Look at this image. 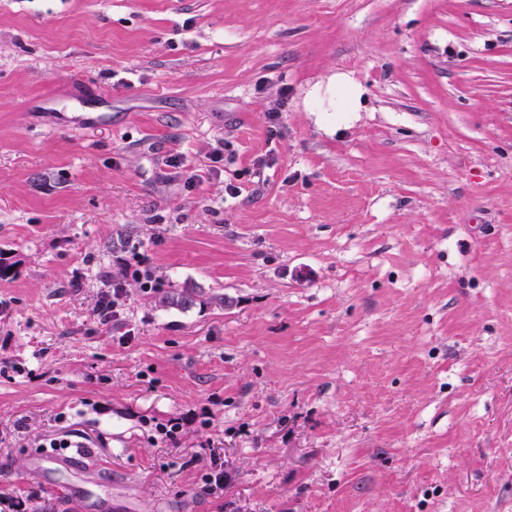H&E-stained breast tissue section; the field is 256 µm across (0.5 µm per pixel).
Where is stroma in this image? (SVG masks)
Returning a JSON list of instances; mask_svg holds the SVG:
<instances>
[{"label":"stroma","mask_w":512,"mask_h":512,"mask_svg":"<svg viewBox=\"0 0 512 512\" xmlns=\"http://www.w3.org/2000/svg\"><path fill=\"white\" fill-rule=\"evenodd\" d=\"M0 263L34 512H512V0H0ZM361 87L344 74H336V112L361 110Z\"/></svg>","instance_id":"obj_1"}]
</instances>
